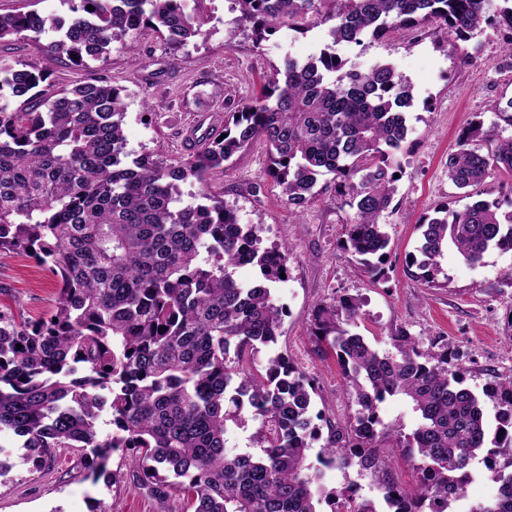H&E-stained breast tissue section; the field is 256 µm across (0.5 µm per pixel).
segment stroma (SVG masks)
<instances>
[{
	"mask_svg": "<svg viewBox=\"0 0 512 512\" xmlns=\"http://www.w3.org/2000/svg\"><path fill=\"white\" fill-rule=\"evenodd\" d=\"M198 8L207 19L204 35L175 50L146 30L137 50L116 43L107 57L75 65L47 56L45 47L53 38L47 32L0 44V56L20 67L47 69L58 88L96 78L121 88L128 152L149 153L164 164L197 150L191 133L205 117L255 101L285 58L303 61L327 50L338 52L350 70L392 63L411 84L414 105L399 153L403 174L395 210L386 218L390 244L383 279L373 278L341 249L344 225L353 211L334 189L320 191L301 214L289 210L268 174L269 151L263 141L236 153L205 182L180 183L181 199L191 204L205 191L221 195L240 223L256 225L263 245L287 247L288 273L274 290L284 308L280 336L272 348L256 353L254 367L264 369L271 353L288 355L315 380L313 409L331 422L345 423L356 407L346 395L335 355L318 344L312 328L318 304L334 303L343 295L360 299L358 331L380 350L391 351L392 336L403 329L424 354L453 351L465 386L474 392L512 376V252L493 249L470 265L456 251H448L433 288L406 273L422 216L445 204L461 209L476 200L512 197L510 173H494L468 194L448 180V157L463 130L479 122L490 137L512 135V126L498 112L512 99V69L499 63L502 41L496 29L474 32L469 43L480 46L481 56L464 64L454 41L431 25L388 42L368 39L359 46L334 44L329 21L307 31L283 26L258 46L250 26L240 21L236 0H200ZM57 288V279L34 259L0 254V310L41 318L54 305ZM380 416L398 428L397 434L378 438L381 455L401 456L399 436L411 434L418 423L412 403L389 398L381 404ZM0 445L11 450L0 470V512H91L100 505L107 512H164L157 499L134 485L120 454L111 456L108 468L124 479L108 487L89 478L72 452H57L37 467L13 435L0 436ZM383 481L382 473L355 464L325 470L323 478L329 490L360 485L361 497L373 501L382 497Z\"/></svg>",
	"mask_w": 512,
	"mask_h": 512,
	"instance_id": "35a3bbf8",
	"label": "stroma"
}]
</instances>
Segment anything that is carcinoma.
<instances>
[{
  "mask_svg": "<svg viewBox=\"0 0 512 512\" xmlns=\"http://www.w3.org/2000/svg\"><path fill=\"white\" fill-rule=\"evenodd\" d=\"M68 23L32 13L0 14V42L51 30L52 59H99L112 44L134 49L141 31L164 36L172 49L204 34V16L183 0H71ZM255 44L277 27L305 30L330 19L336 43L359 45L383 33L435 23L468 41L484 26L504 34L502 63L512 67V0L493 15L487 0H237ZM92 9H87V6ZM49 72L0 60V253L30 257L60 282L55 307L38 320L0 311V433L23 440L35 465L58 449L80 455L94 478L117 484L112 453L130 457L133 478L161 503L182 512H319L336 500L352 512H378L355 490L327 491L309 462L321 426L312 423L313 380L276 354L265 372L250 367L259 347L277 343L283 308L272 285L287 273L286 247L261 246L253 224H241L218 195L181 205L178 183L205 181L210 171L256 140L270 152L269 175L299 213L332 176L354 216L341 249L368 273L384 276L401 173L398 152L408 134L411 85L390 63L342 71L334 53L305 62L287 58L283 77L263 96L224 116L226 137L205 132L203 145L175 165L126 150L121 89L105 79L52 89ZM476 123L448 156V179L476 189L497 171L512 173V136L488 153ZM418 224L420 245L408 274L437 285L452 247L468 264L492 249L512 251V211L478 200L447 205ZM260 278L243 285L236 269ZM360 301L345 296L317 309L314 336L336 353L357 409L345 424L326 421L317 453L327 468L358 463L387 472L392 461L375 438L393 428L379 404L409 399L419 422L402 441L403 460L419 475L411 495L384 488L388 503L414 501L423 512H446L466 496L477 459L497 469L512 448V377L478 395L448 369V352L427 358L405 331L381 352L352 331ZM501 408L489 416L485 399ZM112 432L103 436L104 409ZM266 427L261 453L225 446L230 426L246 416ZM496 497L469 512H512V471L498 469Z\"/></svg>",
  "mask_w": 512,
  "mask_h": 512,
  "instance_id": "1",
  "label": "carcinoma"
}]
</instances>
